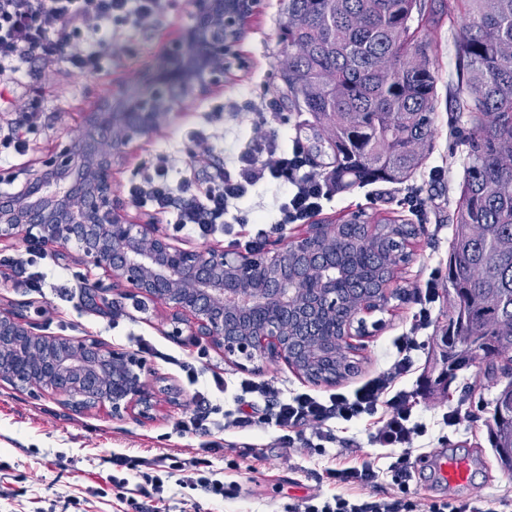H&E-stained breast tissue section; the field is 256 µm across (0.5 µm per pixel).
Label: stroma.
<instances>
[{
  "label": "stroma",
  "mask_w": 512,
  "mask_h": 512,
  "mask_svg": "<svg viewBox=\"0 0 512 512\" xmlns=\"http://www.w3.org/2000/svg\"><path fill=\"white\" fill-rule=\"evenodd\" d=\"M281 8V0H260L239 44L246 69L233 71L211 94L184 100L159 118L152 133L138 139L136 149L112 173L116 199H123L127 181L159 155L171 156L176 171L192 169L203 177L250 145L274 139L286 146L298 137L319 146L321 164L332 162L325 136L308 126L306 113L291 106L280 78ZM192 11L193 0H172L152 26L126 29L94 77L72 72L61 57L23 64L16 94L28 97V84H37V126L29 151L8 152L0 178L48 159L79 138L83 113L92 111L112 85L139 90L141 71L161 64L166 48L190 23ZM458 35L453 20L422 33L435 47L438 91L433 147L423 167L402 184L377 183L336 195L318 217L327 223L361 211L375 220H404L420 228L405 244L408 259L396 268L388 304L363 317L361 335L354 340L358 373L336 385L307 383L280 359L264 358L242 367L207 340L180 342L164 306L113 286L102 269L79 257L75 245L47 247L46 259L32 268L0 267V306L28 303L37 333L95 338L135 353L145 360L151 381L180 392L179 403L162 404L152 419H116L107 407L79 410L46 392L0 381V512H297L310 496L331 497L337 488L326 479L325 469L336 461L372 459L382 468L390 463L389 450L373 444L368 422H336V440L321 455L300 444L288 445L272 425L200 436L179 433L178 424L193 412V396L199 390L223 409L246 407L249 396L240 388L244 381H271L287 393L318 396L350 391L388 368L394 340L412 330L417 333L416 365L400 386L410 392L414 417L426 427L414 453L438 457L457 452L472 462L468 482L460 485L445 484L430 468L415 469L409 482L413 497L425 505L438 499L476 498L487 512H512V475L498 463L484 425L486 405L497 386L485 380L475 363L459 370L447 391L424 388L426 376L433 372L436 338L451 313L444 284L465 156V125L455 118ZM271 99L277 109L265 111L263 105ZM196 134L223 144V151L190 160L185 150ZM411 192L424 199L422 213L409 211L405 198ZM33 269L47 274L37 288L27 285ZM430 280L437 284L436 298L431 318L421 329L418 290ZM218 377L224 381L220 389L214 384ZM455 409L462 414L459 425H444V416ZM116 453L125 454L128 466H113ZM191 458L201 462L199 476L223 481L232 497L223 499L179 483L171 468ZM149 476L157 478V485L146 484Z\"/></svg>",
  "instance_id": "35a3bbf8"
}]
</instances>
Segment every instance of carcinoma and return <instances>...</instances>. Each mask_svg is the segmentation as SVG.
Listing matches in <instances>:
<instances>
[{"instance_id": "cac0c4a2", "label": "carcinoma", "mask_w": 512, "mask_h": 512, "mask_svg": "<svg viewBox=\"0 0 512 512\" xmlns=\"http://www.w3.org/2000/svg\"><path fill=\"white\" fill-rule=\"evenodd\" d=\"M456 14L464 20L456 110L468 137L448 252V292L455 296L450 341L428 384L446 386L480 357L489 380L507 377L512 386V253L496 249L500 239L512 238V195L496 190L512 183V165L505 164L512 158V58L496 52L499 43L512 42V0H496L491 14L484 0H284L283 50L302 44L307 52L288 58L280 76L295 107L329 135L333 162L324 175L336 192L404 183L425 164L436 108L432 64L414 72L408 61L432 53L418 30ZM294 15L303 18L297 29L290 24ZM377 56L389 59V69H374ZM329 70L339 90L313 93ZM413 141L421 142L420 152L411 150ZM365 224L364 214L354 213L336 223V237L322 236L325 250L335 251L338 299L380 287L405 259L404 244L418 235L409 223L380 219L369 230ZM491 405L488 437L501 467L512 472V389L498 391Z\"/></svg>"}]
</instances>
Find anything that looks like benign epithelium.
I'll return each instance as SVG.
<instances>
[{"mask_svg":"<svg viewBox=\"0 0 512 512\" xmlns=\"http://www.w3.org/2000/svg\"><path fill=\"white\" fill-rule=\"evenodd\" d=\"M259 0H194L192 23L165 54L163 64L141 75L144 90L116 85L97 109L85 115V134L64 145L40 165H30L0 189V240L26 232L42 245L74 243L81 257L112 279L167 308L186 326L185 341L204 337L224 355L246 361L271 355L284 360L313 384L336 377L305 368L320 356L313 346L293 347V337L318 342L317 320L336 317L332 275L298 294L288 287V260L314 251L315 230L266 255L253 256L209 248L187 250L138 222L112 198V168L136 138L150 133L157 119L179 100L206 95L224 83V74L241 64L236 46ZM390 289L351 297L329 341L354 352V320L381 309ZM144 361L94 339L42 336L22 310L0 307V380L15 386L49 389L78 408L109 405L112 417L151 419L159 395L178 398L171 388L157 389L146 379Z\"/></svg>","mask_w":512,"mask_h":512,"instance_id":"obj_1","label":"benign epithelium"}]
</instances>
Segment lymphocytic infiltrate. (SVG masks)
Wrapping results in <instances>:
<instances>
[{
    "mask_svg": "<svg viewBox=\"0 0 512 512\" xmlns=\"http://www.w3.org/2000/svg\"><path fill=\"white\" fill-rule=\"evenodd\" d=\"M165 5L166 0H0V101L12 103L22 64L36 57L62 55L71 70L98 75L102 56L119 31L152 24ZM65 31L74 38L67 52L59 39ZM304 156L305 148L298 141L283 153L259 144L237 157V172L218 171L205 184L192 175L171 179L169 165L161 160L151 172L128 183L126 196L131 204L152 214L172 215L176 232L205 237L223 229L229 219L250 223L249 211L238 210L237 205L263 182L269 190L270 229L280 232L291 224L310 223L335 195L323 175L308 170ZM395 348L389 367L349 394L288 397L273 384L255 385L266 414L256 420L241 415L230 423L247 428L260 422L294 432L309 422L323 425L333 420L379 418L372 438L380 447L398 449L396 460L385 470L367 461L326 468L327 479L339 486V493L329 499H307L302 512H419V502L409 495V481L413 447L422 427L413 419L408 393L397 387L398 380L414 366L417 343L406 335L397 339ZM384 476L397 487V497H362L363 489Z\"/></svg>",
    "mask_w": 512,
    "mask_h": 512,
    "instance_id": "obj_1",
    "label": "lymphocytic infiltrate"
}]
</instances>
